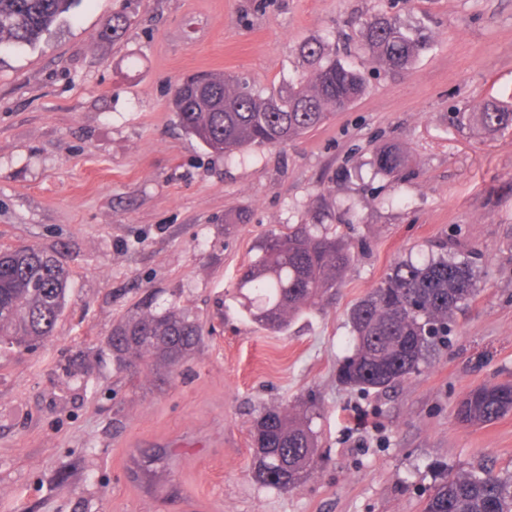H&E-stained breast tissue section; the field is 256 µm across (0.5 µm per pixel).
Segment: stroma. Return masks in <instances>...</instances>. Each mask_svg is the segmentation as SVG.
I'll return each instance as SVG.
<instances>
[{
  "label": "stroma",
  "instance_id": "obj_1",
  "mask_svg": "<svg viewBox=\"0 0 512 512\" xmlns=\"http://www.w3.org/2000/svg\"><path fill=\"white\" fill-rule=\"evenodd\" d=\"M377 14L428 35L410 71L365 54ZM311 39L364 73L350 108L225 157L177 126L185 77L284 87ZM489 99L512 103V0H79L1 53L0 249L54 252L70 290L51 336L0 345V512H422L447 475L512 470V413L456 418L470 390L512 383V127L465 118ZM389 142L410 155L397 182L372 164ZM292 224L338 232L354 260L334 300L273 334L243 315L237 281ZM443 252L477 279L449 347L386 392L342 384L352 305L396 263ZM148 294L204 330L171 373L118 370L106 348ZM309 403L321 467L259 486L254 416ZM158 453L171 475L145 478Z\"/></svg>",
  "mask_w": 512,
  "mask_h": 512
}]
</instances>
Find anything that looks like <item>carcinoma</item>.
Segmentation results:
<instances>
[{"mask_svg": "<svg viewBox=\"0 0 512 512\" xmlns=\"http://www.w3.org/2000/svg\"><path fill=\"white\" fill-rule=\"evenodd\" d=\"M76 0H0V50L34 45ZM362 44L376 64L409 70L427 42L400 20L376 16L360 24ZM304 69L293 84L263 94L236 76L203 74L220 110L201 106L188 89L197 77L179 83L172 108L179 126L218 154L299 138L322 125L366 91L364 75L326 55L324 44L300 48ZM468 120L487 132L512 126V105L484 102ZM377 172L395 177L408 166L397 143L374 155ZM353 261L336 234L306 224L270 235L261 254L242 269L237 282L240 305L256 323L282 334L307 310L333 296ZM69 272L41 248L0 251V339L38 342L51 335L68 298ZM471 263L444 256L421 263L400 262L379 285L348 312L352 353L340 366L342 381L365 391L383 392L417 373L436 339L448 335V317L476 294ZM203 329L179 306L157 312L144 302L119 321L107 339L120 370L140 361L169 369L197 350ZM512 412V384L488 383L471 390L458 407L466 424L492 422ZM313 405L269 407L259 411L251 429V478L279 490L297 487L321 465L312 423ZM423 512H512V471L482 466L449 476L428 495Z\"/></svg>", "mask_w": 512, "mask_h": 512, "instance_id": "cac0c4a2", "label": "carcinoma"}]
</instances>
